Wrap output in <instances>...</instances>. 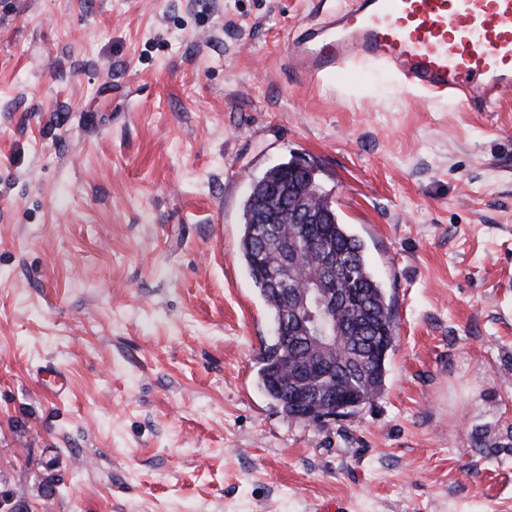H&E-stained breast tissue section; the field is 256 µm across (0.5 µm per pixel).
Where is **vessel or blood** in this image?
Masks as SVG:
<instances>
[{"label": "vessel or blood", "instance_id": "b4317fda", "mask_svg": "<svg viewBox=\"0 0 512 512\" xmlns=\"http://www.w3.org/2000/svg\"><path fill=\"white\" fill-rule=\"evenodd\" d=\"M287 58L308 82L351 80L363 58L480 107L512 92V0H358L299 34Z\"/></svg>", "mask_w": 512, "mask_h": 512}]
</instances>
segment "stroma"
<instances>
[{
  "mask_svg": "<svg viewBox=\"0 0 512 512\" xmlns=\"http://www.w3.org/2000/svg\"><path fill=\"white\" fill-rule=\"evenodd\" d=\"M348 5L0 0V490L30 512H512V96L291 81ZM291 159L398 315L380 391L326 427L258 383L239 249Z\"/></svg>",
  "mask_w": 512,
  "mask_h": 512,
  "instance_id": "35a3bbf8",
  "label": "stroma"
}]
</instances>
